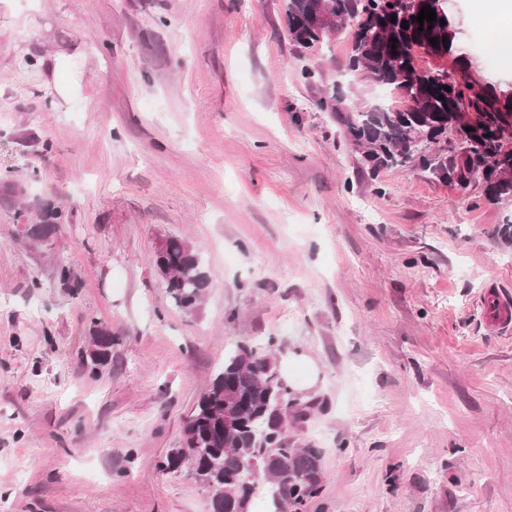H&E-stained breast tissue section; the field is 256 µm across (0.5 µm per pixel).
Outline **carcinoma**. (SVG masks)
<instances>
[{"instance_id":"carcinoma-1","label":"carcinoma","mask_w":512,"mask_h":512,"mask_svg":"<svg viewBox=\"0 0 512 512\" xmlns=\"http://www.w3.org/2000/svg\"><path fill=\"white\" fill-rule=\"evenodd\" d=\"M316 2L286 0L288 33L299 46L319 39L313 17ZM330 3L340 17H355L366 9L362 0ZM371 3L373 34L368 40L352 34L350 71H361L374 82L398 90L408 107L400 110L376 104L357 112L340 108L341 95L336 86L324 89L316 106L333 115L343 126L345 136L374 169L404 167L417 160L422 169L439 176L440 163L414 151L415 129L429 128L435 144L443 140L448 134V123L453 120L455 94L444 90L449 76L436 77L434 72L418 65L414 50L420 47L423 52L452 63L461 74V86L467 89L473 113L457 122L456 133L460 140L475 141L484 147L467 159L455 154L448 156V176L456 175V170L466 164L476 169L482 167L486 171V198L496 203L512 202V153L505 155L502 151L504 136L512 134V94L468 73L455 42H443L449 36L448 16L438 14L435 21L420 24L417 16L401 14L393 0ZM392 16L397 21H390ZM404 20L409 25L407 29L401 27ZM433 37L438 39L436 47L429 42ZM64 217L62 209L46 207L34 229L35 235L45 236L63 223ZM154 261L173 303L183 310L195 309L210 284V275L195 249L186 241L169 239L155 253ZM89 336L93 345L92 365L108 364L112 360V333L95 323ZM290 394L277 357L269 350L243 343L228 353L209 386L195 400L185 420L184 444L196 449L197 474L218 494L211 500L212 512H250L258 478L267 483V497L271 498L275 512H302L306 503L321 492L322 450L290 448L276 429V401L286 402Z\"/></svg>"}]
</instances>
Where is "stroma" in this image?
I'll list each match as a JSON object with an SVG mask.
<instances>
[{"label":"stroma","mask_w":512,"mask_h":512,"mask_svg":"<svg viewBox=\"0 0 512 512\" xmlns=\"http://www.w3.org/2000/svg\"><path fill=\"white\" fill-rule=\"evenodd\" d=\"M448 5L511 80L471 0ZM350 54L344 33L296 48L284 0H0V512H211L163 463L240 342L315 373L286 433L322 451L307 512H512V329L486 315L512 298V203L365 170L316 105L331 83L382 100ZM48 203L68 220L33 239ZM169 238L212 274L191 311L153 263ZM93 350L90 353L94 367L107 365L112 360V334L100 323H94L89 329ZM101 336V337H96Z\"/></svg>","instance_id":"obj_1"}]
</instances>
